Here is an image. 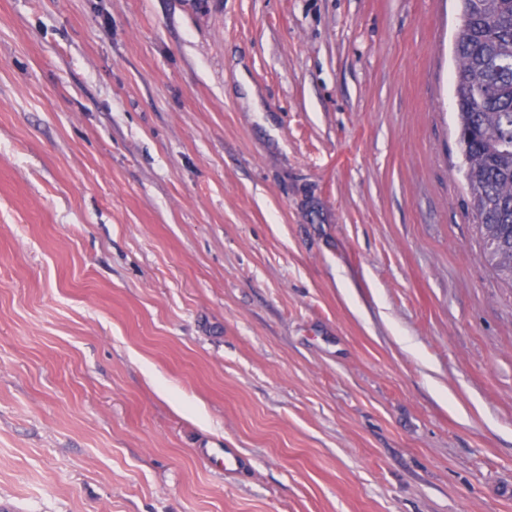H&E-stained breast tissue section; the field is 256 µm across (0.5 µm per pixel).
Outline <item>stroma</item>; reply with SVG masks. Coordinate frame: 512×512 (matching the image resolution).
<instances>
[{
  "label": "stroma",
  "instance_id": "35a3bbf8",
  "mask_svg": "<svg viewBox=\"0 0 512 512\" xmlns=\"http://www.w3.org/2000/svg\"><path fill=\"white\" fill-rule=\"evenodd\" d=\"M461 24L0 0V512H512ZM212 452L218 451L223 454L224 471L234 474H244L250 467V461L247 457L241 455L236 448H210L205 449L204 455L211 457Z\"/></svg>",
  "mask_w": 512,
  "mask_h": 512
}]
</instances>
